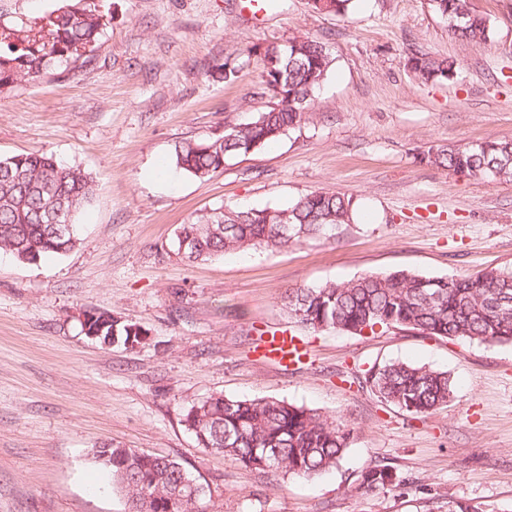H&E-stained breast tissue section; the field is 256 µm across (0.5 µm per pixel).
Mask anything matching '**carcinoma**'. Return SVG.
Masks as SVG:
<instances>
[{
  "label": "carcinoma",
  "mask_w": 512,
  "mask_h": 512,
  "mask_svg": "<svg viewBox=\"0 0 512 512\" xmlns=\"http://www.w3.org/2000/svg\"><path fill=\"white\" fill-rule=\"evenodd\" d=\"M354 0H315L312 8L346 14ZM448 20V34L475 46L491 41L492 20L475 13L469 0H430ZM106 27L97 0H70L43 18L0 20V94L22 81L39 82L62 64L90 58ZM265 88L275 101L250 122L221 134L175 147L176 166L205 179L224 169V159L253 153L298 127L305 105L325 79L333 58L326 45L295 38L264 52ZM412 69L423 83L449 78L445 58L415 54ZM424 158L439 167L492 180H512V140H481L464 148L431 146ZM94 181L78 166L29 152L0 159V250L19 261L63 255L79 241L74 217L90 202ZM354 203L339 193L315 191L286 208L212 210L179 227L177 246L191 262L255 246L278 251L325 235L352 220ZM69 224L65 237L55 225ZM283 304L288 315L315 331L354 335L375 327L400 328L429 336L478 343H512V269L491 268L458 278L425 276L411 270L369 274L347 282L290 288ZM106 318L99 341L141 344L140 328L100 311ZM364 383L380 400L410 413H428L448 403V372L403 361L373 366ZM184 424L198 444L218 451L244 468L274 470L311 479L338 466L349 433L336 420L284 400L238 399L212 395L191 405ZM109 453L112 460L103 455ZM93 458L112 486L131 504V512H203L204 487L178 462L133 448L98 447ZM386 465L365 471L352 487L368 493L396 483Z\"/></svg>",
  "instance_id": "cac0c4a2"
}]
</instances>
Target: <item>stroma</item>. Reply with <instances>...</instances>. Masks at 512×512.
I'll return each instance as SVG.
<instances>
[{"label": "stroma", "mask_w": 512, "mask_h": 512, "mask_svg": "<svg viewBox=\"0 0 512 512\" xmlns=\"http://www.w3.org/2000/svg\"><path fill=\"white\" fill-rule=\"evenodd\" d=\"M109 24L89 62L0 96V158L40 151L91 173L79 245L35 263L0 251V512H128L92 458L102 444L164 456L203 485V512H448L469 499L512 512V344L389 328L319 334L291 322L286 289L412 270L459 277L512 268V181L423 161L433 145L512 140V0H471L491 43L450 37L429 0H356L345 15L310 0H100ZM324 42L335 62L307 119L258 152L196 179L178 143L266 110L267 46ZM453 62L420 84L414 53ZM239 64L232 81L216 78ZM354 197L353 223L279 251L188 262L179 225L224 206L286 207L314 192ZM105 310L147 332L135 348L85 336ZM305 339L304 363L260 361L264 330ZM402 360L447 371V405L413 415L358 379ZM215 394L275 398L349 431L339 465L311 480L241 467L201 448L187 409ZM390 465L398 484L355 492Z\"/></svg>", "instance_id": "35a3bbf8"}]
</instances>
